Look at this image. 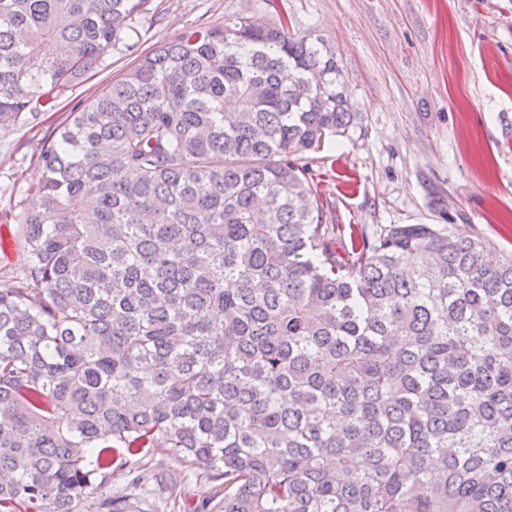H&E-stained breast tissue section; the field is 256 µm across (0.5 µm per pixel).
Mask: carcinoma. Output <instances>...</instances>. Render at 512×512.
I'll use <instances>...</instances> for the list:
<instances>
[{
	"label": "carcinoma",
	"mask_w": 512,
	"mask_h": 512,
	"mask_svg": "<svg viewBox=\"0 0 512 512\" xmlns=\"http://www.w3.org/2000/svg\"><path fill=\"white\" fill-rule=\"evenodd\" d=\"M202 25L41 146L0 288V512H75L120 456L212 512H512V256L329 224L297 156L358 113L336 50ZM146 0H0V126L53 110ZM343 474L339 480L337 474Z\"/></svg>",
	"instance_id": "1"
}]
</instances>
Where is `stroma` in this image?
Wrapping results in <instances>:
<instances>
[{
	"label": "stroma",
	"mask_w": 512,
	"mask_h": 512,
	"mask_svg": "<svg viewBox=\"0 0 512 512\" xmlns=\"http://www.w3.org/2000/svg\"><path fill=\"white\" fill-rule=\"evenodd\" d=\"M295 29L336 49L360 117L347 135L305 154L336 224L375 229L434 224L512 255V0H283ZM247 17L267 24L263 0H149L73 92L86 99L135 59L202 24ZM70 104L0 128V288L21 256L17 205L41 176L36 157ZM154 479L133 487L113 466L97 500L127 497L129 512H210L224 496L202 468L167 449L140 461ZM177 477L176 495L165 485Z\"/></svg>",
	"instance_id": "obj_1"
}]
</instances>
